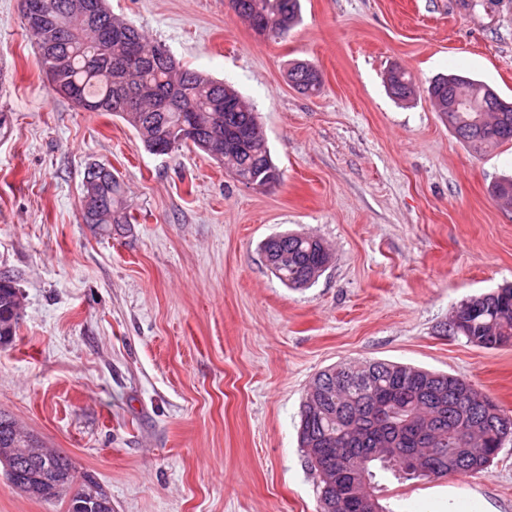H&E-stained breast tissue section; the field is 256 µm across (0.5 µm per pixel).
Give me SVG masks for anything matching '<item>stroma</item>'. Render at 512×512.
Returning a JSON list of instances; mask_svg holds the SVG:
<instances>
[{"instance_id": "obj_1", "label": "stroma", "mask_w": 512, "mask_h": 512, "mask_svg": "<svg viewBox=\"0 0 512 512\" xmlns=\"http://www.w3.org/2000/svg\"><path fill=\"white\" fill-rule=\"evenodd\" d=\"M108 3L239 91L281 180L241 184L192 148L152 154L119 117L76 109L41 71L20 0H0V271L23 304L0 412L92 472L112 512H320L297 424L340 362L461 376L512 415V345L446 331L461 301L512 284V208L491 193L512 143L474 153L426 93L460 72L512 100V0H301L278 38L228 0ZM297 60L320 94L288 84ZM393 67L410 101L390 96ZM93 162L121 177L136 223H84ZM288 230L331 250L310 287L261 257ZM376 480L391 512H512V440L482 474ZM288 82L299 93L307 96L317 95L322 89V77L311 63L298 61L288 68ZM388 72L392 75L389 86L392 94H390L403 102L413 99L416 95V88L412 78L399 68H392Z\"/></svg>"}]
</instances>
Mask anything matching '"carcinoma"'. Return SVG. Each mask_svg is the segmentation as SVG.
<instances>
[{
    "label": "carcinoma",
    "instance_id": "obj_1",
    "mask_svg": "<svg viewBox=\"0 0 512 512\" xmlns=\"http://www.w3.org/2000/svg\"><path fill=\"white\" fill-rule=\"evenodd\" d=\"M95 21L57 29L51 22L25 27L36 47L50 45L64 64L47 76L66 97L80 90L88 112H110L132 127L144 147L157 155L182 145L205 152L245 185L260 184L277 170L253 108L232 86L184 65L169 67L157 57L162 45L108 9L106 0H85ZM234 12L258 34L281 36L297 23L300 0H234ZM122 32L141 58L142 68L118 69L120 48L103 39L101 30ZM397 100L416 95L412 78L389 70ZM288 82L299 93L317 95L322 77L311 63L288 68ZM169 93L176 107L156 111L149 89ZM427 96L448 128L476 153L512 142V102L489 87L478 88L461 73L436 77ZM459 102L455 112L448 100ZM100 205L85 223L108 233L114 224H129L124 183L106 165L92 163L83 178V194ZM494 197L512 206V177L492 188ZM261 253L272 273L289 288H306L322 275L331 253L313 235L283 233L265 240ZM20 293L14 275L0 272V347L11 345L20 320ZM449 327L467 342L485 349L512 344V286L472 297L454 308ZM493 401L470 380L406 364L368 360L339 363L318 372L300 408L298 439L306 463L317 475L321 512H360L368 496L373 467L409 481L430 476L484 472L502 444L512 438V416L490 420ZM0 448L9 454L0 467L11 485L40 501H60L65 512H112V496L95 475H77L72 458L60 451H39L33 435L0 413Z\"/></svg>",
    "mask_w": 512,
    "mask_h": 512
}]
</instances>
